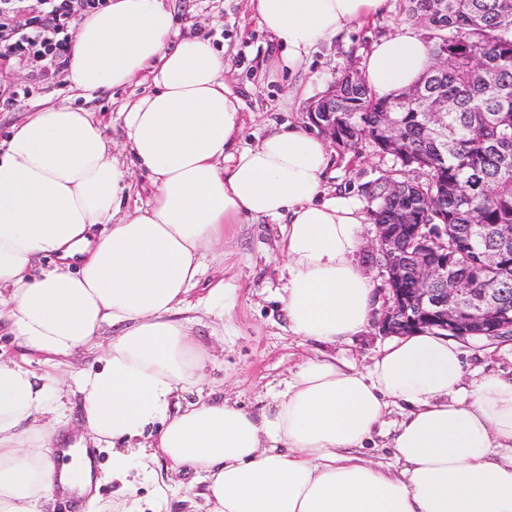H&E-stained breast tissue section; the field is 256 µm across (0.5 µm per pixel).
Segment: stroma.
Listing matches in <instances>:
<instances>
[{
	"label": "stroma",
	"mask_w": 512,
	"mask_h": 512,
	"mask_svg": "<svg viewBox=\"0 0 512 512\" xmlns=\"http://www.w3.org/2000/svg\"><path fill=\"white\" fill-rule=\"evenodd\" d=\"M179 37L198 36L217 44L224 54V80L243 104L239 144L252 147L275 127H308L306 109L347 67L361 68L371 45L400 28L408 9L406 0H387L385 11L338 38L322 43L296 72L277 67V46L247 9L246 0H164ZM0 84L18 90L11 106L0 108V141L15 126L49 101L93 112L118 137L120 105L133 94L152 91V81L125 88L82 95L72 90L65 74L49 83H32L27 69L13 66L0 72ZM392 156L379 153L367 138L342 150L331 148L325 189L327 197L365 202L366 187L395 174ZM277 222L262 219L237 225L224 243L222 258L208 261L207 269L191 290V300L206 296L217 281H224L230 304L229 318L195 310L193 332L212 356L207 368L211 387L240 406L258 411L267 407L272 391L283 389L289 374L309 356L325 353L366 370L378 357L388 337L378 327L382 307H375L365 329L333 345H320L294 336L282 310L280 296L286 285V258L279 248ZM466 380L485 375H512V340L461 339ZM112 451H97L95 500L83 502L79 512L122 500L111 473Z\"/></svg>",
	"instance_id": "1"
}]
</instances>
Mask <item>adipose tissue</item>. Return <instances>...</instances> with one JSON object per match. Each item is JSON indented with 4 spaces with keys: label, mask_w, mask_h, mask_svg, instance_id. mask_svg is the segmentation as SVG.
Instances as JSON below:
<instances>
[{
    "label": "adipose tissue",
    "mask_w": 512,
    "mask_h": 512,
    "mask_svg": "<svg viewBox=\"0 0 512 512\" xmlns=\"http://www.w3.org/2000/svg\"><path fill=\"white\" fill-rule=\"evenodd\" d=\"M387 0H248L295 71L317 45L381 13ZM433 63L413 23L375 42L360 75L380 96ZM209 41L173 37L162 0H112L80 21L67 65L83 92L151 79L121 111L123 166L92 113L48 105L0 142V322L59 359L103 348L83 372L80 443L112 448V478L142 512L136 487L157 459L195 474L204 512H512V377L465 381L457 341L400 335L367 371L306 358L269 407L249 411L206 390L210 356L186 318L205 259L247 219L280 225L290 330L333 344L360 332L375 302L356 261L353 199H322L323 138L275 129L236 149L243 103ZM148 173L147 206L125 207L129 167ZM53 267L37 271L43 257ZM196 402L177 405L180 392ZM66 389L0 360V512H41L80 486L50 457L68 435ZM406 414L395 467L363 453L390 406Z\"/></svg>",
    "instance_id": "1"
}]
</instances>
